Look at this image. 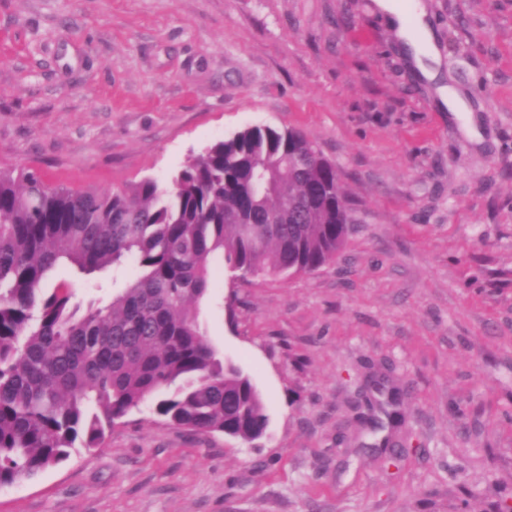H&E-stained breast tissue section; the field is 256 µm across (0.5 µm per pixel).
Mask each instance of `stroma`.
I'll return each mask as SVG.
<instances>
[{
  "label": "stroma",
  "mask_w": 512,
  "mask_h": 512,
  "mask_svg": "<svg viewBox=\"0 0 512 512\" xmlns=\"http://www.w3.org/2000/svg\"><path fill=\"white\" fill-rule=\"evenodd\" d=\"M465 136L373 0H0V168L169 186L253 126L301 129L355 229L319 269L220 268L200 320L269 418L252 443L151 403L0 487V512H496L512 487V0H419ZM129 270L62 265L80 303ZM404 416L389 467L369 418Z\"/></svg>",
  "instance_id": "stroma-1"
}]
</instances>
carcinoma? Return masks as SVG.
Listing matches in <instances>:
<instances>
[{
    "instance_id": "1",
    "label": "carcinoma",
    "mask_w": 512,
    "mask_h": 512,
    "mask_svg": "<svg viewBox=\"0 0 512 512\" xmlns=\"http://www.w3.org/2000/svg\"><path fill=\"white\" fill-rule=\"evenodd\" d=\"M260 172L272 182L263 194ZM354 223L336 166L297 128L220 140L167 188L74 190L0 169V487L99 447L150 400L188 431L261 438V395L199 320L214 267L246 279L311 272ZM129 263L106 305L42 287L62 264L90 275Z\"/></svg>"
}]
</instances>
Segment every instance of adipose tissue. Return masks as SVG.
I'll return each instance as SVG.
<instances>
[{
	"instance_id": "1",
	"label": "adipose tissue",
	"mask_w": 512,
	"mask_h": 512,
	"mask_svg": "<svg viewBox=\"0 0 512 512\" xmlns=\"http://www.w3.org/2000/svg\"><path fill=\"white\" fill-rule=\"evenodd\" d=\"M374 5L395 26L420 74L427 80H437L439 58L433 48V35L423 10L415 4L402 7L399 0H374Z\"/></svg>"
}]
</instances>
